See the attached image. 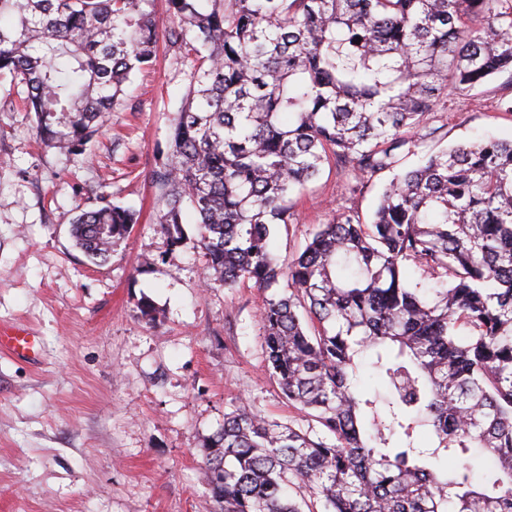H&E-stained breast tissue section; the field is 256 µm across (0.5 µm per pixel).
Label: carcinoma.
I'll use <instances>...</instances> for the list:
<instances>
[{
  "label": "carcinoma",
  "mask_w": 512,
  "mask_h": 512,
  "mask_svg": "<svg viewBox=\"0 0 512 512\" xmlns=\"http://www.w3.org/2000/svg\"><path fill=\"white\" fill-rule=\"evenodd\" d=\"M155 2L0 0V75L41 141L79 156L159 42L189 66L153 173L160 231L180 246L188 208L211 281L276 289L266 361L317 422L224 414L215 512H512V139L400 168L448 96L512 76V0H165L163 20ZM330 163L394 176L370 221L344 210L282 263L277 226ZM137 220L103 198L72 237L104 263ZM474 448L496 464L483 482Z\"/></svg>",
  "instance_id": "1"
}]
</instances>
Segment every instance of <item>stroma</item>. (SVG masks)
<instances>
[{
    "instance_id": "stroma-1",
    "label": "stroma",
    "mask_w": 512,
    "mask_h": 512,
    "mask_svg": "<svg viewBox=\"0 0 512 512\" xmlns=\"http://www.w3.org/2000/svg\"><path fill=\"white\" fill-rule=\"evenodd\" d=\"M507 81L449 98L437 115L445 143L512 138ZM186 84L185 67L160 49L73 157L39 142L18 106L24 86L0 78V326L39 343L33 360L0 352V512H209L204 460L225 412L241 403L311 423L267 369L265 291L208 286L195 236L172 249L159 230L151 174ZM390 178L352 193L346 172L324 168L298 200L299 223L277 235L279 259L341 211L369 217ZM103 194L142 217L96 265L70 228ZM144 299L154 319L141 316Z\"/></svg>"
}]
</instances>
